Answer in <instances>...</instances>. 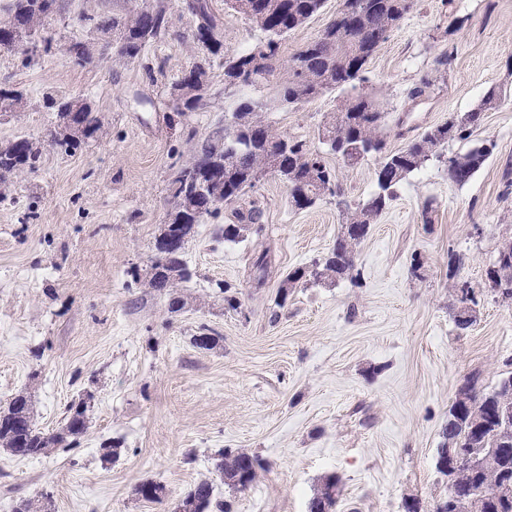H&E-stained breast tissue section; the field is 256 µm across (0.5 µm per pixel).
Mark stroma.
<instances>
[{
	"mask_svg": "<svg viewBox=\"0 0 512 512\" xmlns=\"http://www.w3.org/2000/svg\"><path fill=\"white\" fill-rule=\"evenodd\" d=\"M212 4L226 50L257 43L248 19ZM166 5L170 37L126 65L79 67L63 51L87 36L79 14L96 0H70L44 24L39 40L51 48L36 61L0 50V81L27 97L24 111L0 114V142L43 140L55 121L48 93L90 98L101 120L77 150L45 145L36 172L0 182V403L26 393L47 431L71 403L87 405V431L72 447L36 458L0 450V512L45 497L52 512H170L204 479L231 512H307L329 475L336 512H405L408 500L433 512L448 486L435 463L457 388L473 375L489 390L512 374V300L486 289L512 239V96L472 135L494 145L474 177L455 184L427 161L335 282L280 291L286 273L334 245L339 200L355 205L373 192L374 159L349 168L324 152L339 194L304 210L267 175L254 192L262 233L224 242L225 208L197 225L187 246L195 276L177 289L174 313L167 292L147 284L150 259L172 207L174 163L224 116V59L211 60L209 104L174 111L170 85L196 60L182 40L195 19L181 0ZM363 76L388 115L389 148L401 149L476 107L489 87L512 89V0H417ZM340 100L328 94L268 119L316 148ZM265 246L274 261L258 288L249 258ZM462 282L478 296L465 330L453 311ZM226 285L240 310L225 307ZM203 325L218 338L213 349L193 344ZM226 451L261 461L247 490L217 474ZM145 481L162 486L161 500L137 495Z\"/></svg>",
	"mask_w": 512,
	"mask_h": 512,
	"instance_id": "obj_1",
	"label": "stroma"
}]
</instances>
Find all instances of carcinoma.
<instances>
[{
  "label": "carcinoma",
  "instance_id": "1",
  "mask_svg": "<svg viewBox=\"0 0 512 512\" xmlns=\"http://www.w3.org/2000/svg\"><path fill=\"white\" fill-rule=\"evenodd\" d=\"M227 9L246 17L261 33L255 48L264 52L260 62H254V48L236 53H223L224 21L212 7V0H185L184 7L195 20L191 47L205 62L224 55V66L247 71L244 82L237 88L224 122L197 142L189 157L178 163L170 183L173 206L169 213L171 224L179 225L180 250L150 259L149 286L159 291H174L188 281L191 273L184 260L186 245L195 233V226L208 217L219 214L221 207L232 209L235 224L224 225V241L236 243L244 233L260 223L262 210L250 199V192L272 172V156L280 157L276 175L286 185L295 186L291 204L298 208L314 205L324 193L316 174L330 181L336 171L327 166L323 157L303 140L288 138L267 120V113L282 108H298L317 97L340 91L341 105L330 117L322 133L330 151L343 157L357 154V160L368 157L376 160V189L353 210H347L346 223L357 231L346 230L337 237L333 248L320 260V275L308 268L298 267L289 272L281 284L283 294L298 283L318 277L338 279L354 267L356 246L368 234L370 225L380 217L393 200L396 188L415 170L430 159L441 160L448 142L468 140L482 122L484 113L495 109L502 100V91L491 87L477 107L466 118L451 117L448 122L425 130L397 152L387 150V113L375 97L357 86L371 57L389 39L405 17L399 0H344L343 8L314 40L302 45L289 60H282L280 47L288 35L320 13L324 0H224ZM65 9L63 0H11L7 17L0 20V48L19 54L23 61L32 62L36 54L17 44L32 31H38L47 19ZM97 33H108L111 39L100 42L94 38H75L66 52L78 66L93 64L101 56L125 63L140 57L150 43L170 35L167 6L164 0H123L114 11L104 10L82 14ZM273 84L274 95L257 100L246 93L258 84ZM170 96L178 112H194L207 105L211 87L207 72L193 65L171 84ZM60 97L46 95V107L57 113L59 123L79 126L81 138H61L49 130L52 145L73 150L94 137L101 128L98 112L91 106L59 110ZM25 106L22 91L0 82V112H18ZM491 151L474 145L463 153L453 154L455 173L451 181L464 185L484 165ZM41 146L26 137L0 144V181L31 172L41 159ZM222 190V201L212 197ZM269 250L254 254L251 260L252 278L261 286L269 273ZM487 276L502 285L499 293L512 299V254L498 253L496 264ZM468 403L452 405L443 436L445 443L438 449L437 469L446 475L443 448L452 443L459 448H481L485 457L483 468L462 475L458 482L493 487L512 475V423L502 420L498 399L507 389L478 390L475 382L467 380ZM85 402L71 405L64 426L45 431L34 422L31 405L26 396L18 394L0 406V448L18 457H38L52 448H64L87 430ZM262 468L260 461L247 453H224L217 464L224 484L243 491L249 488ZM311 502L321 505L320 512H336V478L325 480L322 489ZM181 512H229L227 504L214 495L213 484L207 480L197 483L178 503Z\"/></svg>",
  "mask_w": 512,
  "mask_h": 512
}]
</instances>
